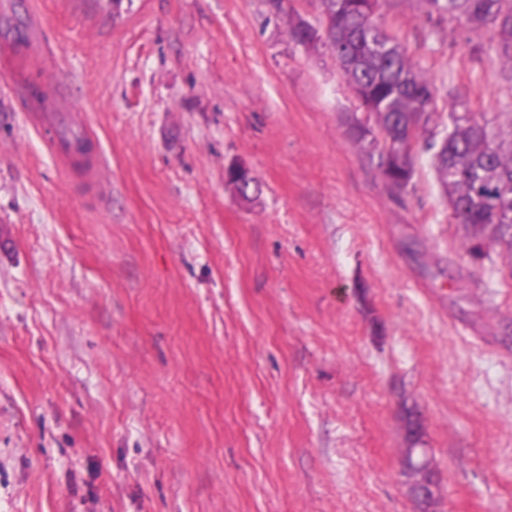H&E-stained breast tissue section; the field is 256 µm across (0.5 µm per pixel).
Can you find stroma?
Instances as JSON below:
<instances>
[{
  "instance_id": "35a3bbf8",
  "label": "stroma",
  "mask_w": 512,
  "mask_h": 512,
  "mask_svg": "<svg viewBox=\"0 0 512 512\" xmlns=\"http://www.w3.org/2000/svg\"><path fill=\"white\" fill-rule=\"evenodd\" d=\"M7 2L0 37L40 31L0 57V512H512V248L468 256L427 154L388 186L333 52L266 0ZM382 12L512 142V61ZM32 83L86 116L97 190ZM32 120L37 126L46 125L54 130L56 140L50 142L49 147L57 155L62 170L66 171L67 175L70 176L74 171V165L69 156V154H73L69 144L78 138L89 136L91 134L89 124L84 121L83 116L76 115L72 117V120L69 121L66 127H61L57 123L55 116L44 112H36L33 114ZM406 474L413 479V490L417 497L423 502H428L434 498L435 483L430 473L431 468L426 457L421 460L414 459L412 454L411 461L404 467Z\"/></svg>"
}]
</instances>
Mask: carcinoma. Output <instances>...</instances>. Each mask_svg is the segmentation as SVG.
<instances>
[{
  "instance_id": "cac0c4a2",
  "label": "carcinoma",
  "mask_w": 512,
  "mask_h": 512,
  "mask_svg": "<svg viewBox=\"0 0 512 512\" xmlns=\"http://www.w3.org/2000/svg\"><path fill=\"white\" fill-rule=\"evenodd\" d=\"M428 12L455 19L468 32L487 33V52L512 60V0H425ZM321 19L291 25L308 49L329 47L352 92L385 137L349 120L352 138L377 150L386 178L406 191L415 175L417 141L424 140L452 210L472 237L508 240L512 247V147L493 139L488 121L449 105L451 127L439 135V88L413 60L400 29L380 23L381 0H321Z\"/></svg>"
}]
</instances>
